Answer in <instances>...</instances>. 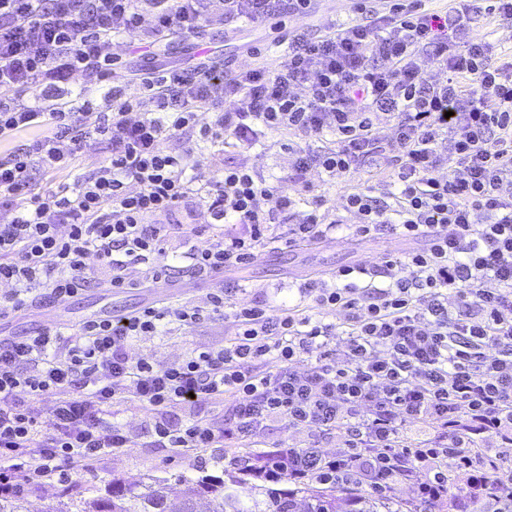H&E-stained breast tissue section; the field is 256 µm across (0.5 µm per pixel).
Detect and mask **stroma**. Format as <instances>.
<instances>
[{
    "mask_svg": "<svg viewBox=\"0 0 512 512\" xmlns=\"http://www.w3.org/2000/svg\"><path fill=\"white\" fill-rule=\"evenodd\" d=\"M349 0H317L311 12L297 19L282 15V23L306 29L318 34L327 19L340 18L349 22L355 19V10L349 9ZM275 35L273 24L240 23L232 33L210 28L201 37L208 45L209 53L217 60L234 64L235 67L253 65V48H267ZM199 52L192 38L174 36L156 42L152 48V68L176 69L192 64ZM205 163L202 173L208 177L222 176L229 165L245 164L256 169L266 179L277 182L296 199L298 206H305L307 196L302 184L293 181L292 156L277 140L249 152L233 145L205 147ZM111 149L107 141L90 137L84 150L76 157L72 166L61 171H37L32 176L30 194H45L72 185L78 179L98 170L109 159ZM382 176L374 163H366L353 178L332 179L312 171L307 182L314 187L329 204H338L341 196L356 188L377 186ZM365 259L361 245L345 240L325 242L313 247H287L280 243L266 245L260 259L253 265L231 272L230 280L238 283L243 300H282L295 294L302 276L328 272L341 265L360 263ZM212 284L191 276L188 269L175 273V281L165 289L142 288L139 290H115L102 285L58 304L59 322L71 326L90 317L121 316L144 306L156 303L176 304L184 300L204 303ZM230 320L219 317L190 328L173 331L172 335L134 342L131 356L151 355L157 362L170 364L191 350H207L222 346L230 334ZM114 413L124 422L130 433L129 447L103 457L94 471H73L71 488L73 493L88 495L104 487L112 478L136 480L147 475L168 479L186 475L195 477L201 473L221 474L224 468L223 452L211 448L177 450L173 448H151L147 441L151 432V416L133 404L115 406Z\"/></svg>",
    "mask_w": 512,
    "mask_h": 512,
    "instance_id": "stroma-1",
    "label": "stroma"
}]
</instances>
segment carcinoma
<instances>
[{
	"instance_id": "cac0c4a2",
	"label": "carcinoma",
	"mask_w": 512,
	"mask_h": 512,
	"mask_svg": "<svg viewBox=\"0 0 512 512\" xmlns=\"http://www.w3.org/2000/svg\"><path fill=\"white\" fill-rule=\"evenodd\" d=\"M245 474L226 469L223 475L197 478L147 477L135 481L114 479L93 496L75 497L66 489L42 512H168L179 504L182 512H379L375 496L367 493L348 501L351 509L336 500V490L322 487L274 488L257 485L241 497L237 488ZM27 492L0 496V512H27Z\"/></svg>"
}]
</instances>
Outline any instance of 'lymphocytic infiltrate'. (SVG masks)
Segmentation results:
<instances>
[{"instance_id":"obj_1","label":"lymphocytic infiltrate","mask_w":512,"mask_h":512,"mask_svg":"<svg viewBox=\"0 0 512 512\" xmlns=\"http://www.w3.org/2000/svg\"><path fill=\"white\" fill-rule=\"evenodd\" d=\"M210 2L0 0V141L32 134L0 162V209L13 213L0 224V317L66 301L101 278L155 288L178 261L198 277L242 269L280 233L307 245L390 232L414 247L311 276L278 306L219 287L202 306L1 337L0 492L47 478L67 485L74 467L93 471L128 447V430L108 416L130 402L152 412L156 447L238 445L229 466L270 482L385 499L405 489L413 512H502L512 503V60L475 26L511 24L512 0H451L441 12L423 0H388L384 12L357 0L353 22L289 32L277 66L227 71L203 56L145 72L136 97L113 82L115 34L147 48L216 21L260 23L284 6L303 14L314 0H224L218 16ZM75 79L108 90L78 101ZM202 111L209 121L199 122ZM274 133L304 138L297 175L348 179L371 157L391 189H356L335 207L316 196L297 214L252 167L191 176L202 145L249 151ZM93 134L112 145L106 165L72 188L28 196L33 170L68 168ZM173 138L186 139L184 153L166 149ZM193 203L202 223L173 232L171 216ZM340 210L358 223H343ZM217 316L235 326L223 346L169 365L127 352ZM49 394L46 424L37 402ZM217 399L222 424L192 414ZM177 406L186 414L175 421ZM277 419L307 441L257 450ZM423 421L433 437L411 440L407 427ZM329 431L343 438L338 453L315 442Z\"/></svg>"}]
</instances>
